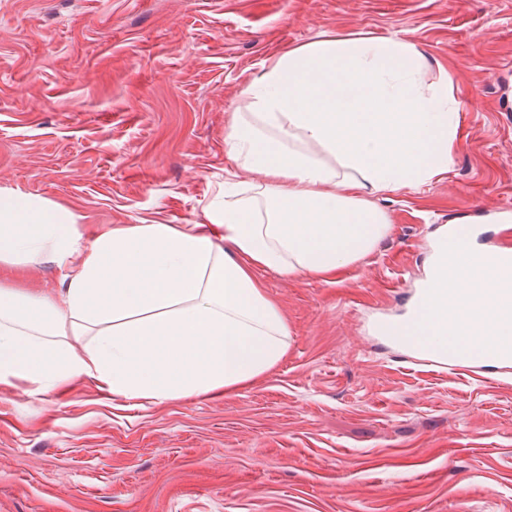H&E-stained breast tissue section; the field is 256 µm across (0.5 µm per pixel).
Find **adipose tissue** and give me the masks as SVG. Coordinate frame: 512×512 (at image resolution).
Instances as JSON below:
<instances>
[{"label":"adipose tissue","instance_id":"obj_1","mask_svg":"<svg viewBox=\"0 0 512 512\" xmlns=\"http://www.w3.org/2000/svg\"><path fill=\"white\" fill-rule=\"evenodd\" d=\"M409 39L324 36L270 56L224 149L263 176L224 182L199 224H115L0 187V265L63 267L55 294L0 287V387L62 396L89 380L117 401L221 396L287 354L288 323L256 269L335 278L391 230L378 198L441 180L462 118L457 75L427 82ZM85 339L83 350L74 340Z\"/></svg>","mask_w":512,"mask_h":512}]
</instances>
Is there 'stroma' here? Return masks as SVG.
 Listing matches in <instances>:
<instances>
[{
  "instance_id": "1",
  "label": "stroma",
  "mask_w": 512,
  "mask_h": 512,
  "mask_svg": "<svg viewBox=\"0 0 512 512\" xmlns=\"http://www.w3.org/2000/svg\"><path fill=\"white\" fill-rule=\"evenodd\" d=\"M406 37L459 73L447 177L388 195L392 230L336 281L257 276L288 352L221 398L137 406L0 388V512H512V365L436 367L373 329L411 308L442 224L512 247V0H0V186L81 233L195 224L224 132L269 55L321 35Z\"/></svg>"
}]
</instances>
